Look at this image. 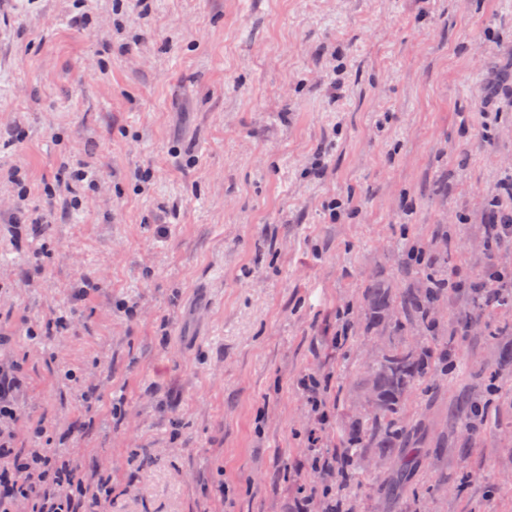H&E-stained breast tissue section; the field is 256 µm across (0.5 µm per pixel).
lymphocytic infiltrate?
Instances as JSON below:
<instances>
[{
	"label": "lymphocytic infiltrate",
	"mask_w": 512,
	"mask_h": 512,
	"mask_svg": "<svg viewBox=\"0 0 512 512\" xmlns=\"http://www.w3.org/2000/svg\"><path fill=\"white\" fill-rule=\"evenodd\" d=\"M452 283L465 290L482 288L512 293V273L493 258L475 272L454 276ZM300 384L314 420L306 433V468L317 478L320 490L311 492L304 482H297L288 512H317L316 504L320 501L325 504L324 512H334L336 452L325 449L320 436L322 428L331 421L326 401L328 380L310 373ZM21 386L19 367L0 369V512H91L92 501L110 500L111 476L101 472L93 481L80 479L70 457L56 449L53 431L45 421L33 422L27 429L29 436L38 440V447H20L14 395Z\"/></svg>",
	"instance_id": "obj_1"
}]
</instances>
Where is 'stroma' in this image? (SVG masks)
I'll use <instances>...</instances> for the list:
<instances>
[{"mask_svg":"<svg viewBox=\"0 0 512 512\" xmlns=\"http://www.w3.org/2000/svg\"><path fill=\"white\" fill-rule=\"evenodd\" d=\"M113 3L87 0L83 30L76 0H0V136L23 135L0 146V225L18 201L12 171L35 205L49 186L65 199L63 151L100 173L87 206L56 208L44 272L29 269L31 238H0V363L25 373L18 437L33 447L28 426L47 420L70 434L80 476L108 470L115 499L95 512H286L313 423L300 377L331 376L322 442L336 447L387 346L362 327L366 286L418 285L427 268L407 254L444 232L452 272L485 263L512 164V0ZM88 278L98 288L75 302ZM122 299L136 316L115 311ZM74 305V331L30 337ZM474 317L453 368L419 384L397 492L379 493L374 461L356 458L353 512H512V366L497 334L512 306ZM478 398L490 405L473 430Z\"/></svg>","mask_w":512,"mask_h":512,"instance_id":"stroma-1","label":"stroma"}]
</instances>
